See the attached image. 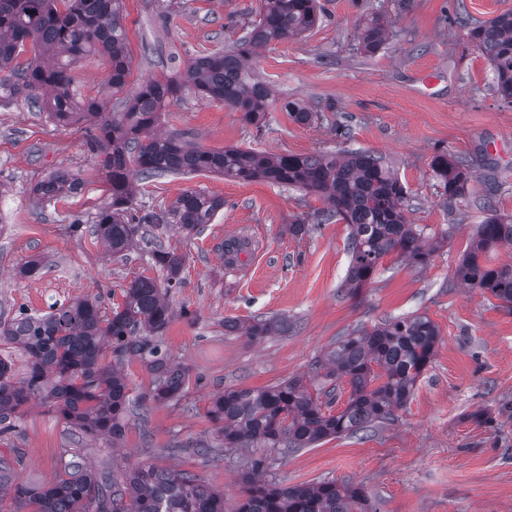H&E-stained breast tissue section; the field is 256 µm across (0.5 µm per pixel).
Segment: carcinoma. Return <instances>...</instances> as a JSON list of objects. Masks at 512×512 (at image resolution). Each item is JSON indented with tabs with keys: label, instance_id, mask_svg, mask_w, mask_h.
<instances>
[{
	"label": "carcinoma",
	"instance_id": "1",
	"mask_svg": "<svg viewBox=\"0 0 512 512\" xmlns=\"http://www.w3.org/2000/svg\"><path fill=\"white\" fill-rule=\"evenodd\" d=\"M123 0H0V96L24 99L58 124L90 122L85 145L100 157L110 201L97 213L94 233L115 256L135 241L150 246L152 264L164 282L137 277L122 288L123 303L102 311L97 298L53 307L42 317L19 314L0 323V339L26 355V371L18 378L12 363L0 358V434L11 432L31 398L40 397L56 417L79 437L117 444L125 432L129 385L121 366L141 360L152 374L144 401L165 403L182 393L188 372L171 361L164 335L175 313L166 295L179 284L184 257L163 248L142 232L158 218L132 213L134 190L130 165L151 178L162 174L216 173L239 182L267 181L305 189L324 198L321 221H344L350 227L351 260L348 293L355 296L374 282L385 257L425 265L435 246L405 216L406 190L382 161L367 153L343 156L279 154L249 149L221 151L194 146L178 136L154 133L165 103L191 90L240 113L242 122L260 127L276 102L269 86L254 75L257 49L274 41L301 36L315 27L318 0H261L258 20L232 48L195 58L178 78L148 79L126 92L130 61L122 24ZM467 36L488 60L501 98L512 103V11L472 27ZM386 40L383 24L374 21L362 34L367 51ZM31 44L34 56L23 64L19 55ZM109 58V87L118 108L104 99H82L72 88V64L88 54ZM294 120L306 124L312 112L295 101L284 102ZM431 167L448 200L461 197L468 181L466 159L448 154L433 157ZM80 179L55 172L37 182L33 194L52 200L81 190ZM224 207L220 197L186 190L172 203L170 214L186 235L212 221ZM244 239L224 243V260L236 262L247 249ZM512 247V216L492 214L478 225L457 277L466 287L512 303V263L484 262L499 247ZM224 327L253 341L280 329L265 319L247 325L234 320ZM440 341L437 325L425 315L389 320L372 330L352 329L339 337L325 360L311 368L323 382L346 380L350 396L336 413L323 409L321 397L334 389L311 391L300 378L261 389L226 388L214 395L208 416L218 425L226 448L259 443L290 451L311 448L328 437L355 434L396 419L419 378L431 366ZM255 461L244 476L242 498L226 507L224 492L190 472H165L139 466L117 479L104 467L93 470L73 460L46 486L20 483L12 466L0 459V490H13L14 502L30 512H367L359 487L334 481L270 485L258 478Z\"/></svg>",
	"mask_w": 512,
	"mask_h": 512
}]
</instances>
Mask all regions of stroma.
Wrapping results in <instances>:
<instances>
[{"instance_id":"35a3bbf8","label":"stroma","mask_w":512,"mask_h":512,"mask_svg":"<svg viewBox=\"0 0 512 512\" xmlns=\"http://www.w3.org/2000/svg\"><path fill=\"white\" fill-rule=\"evenodd\" d=\"M321 3L318 26L270 43L255 59L257 74L280 102L301 101L315 114L311 123L296 122L279 103L258 129L222 103L186 91L167 103L160 129L211 150L380 156L407 191L408 222L441 238L430 262L385 257L374 283L352 297L343 288L348 227L317 222L325 206L318 195L217 174L137 179L138 211L162 212L187 189L224 200L197 234L154 229L163 246L184 256L180 283L168 295L175 317L165 345L189 381L177 399L143 406L137 398L149 390L151 374L140 360L126 361L134 399L115 448L79 438L31 401L14 431L0 435V459L19 482L49 484L77 455L118 477L141 465L191 472L231 504L243 493L247 462L260 458L272 484L361 486L370 512H512V308L465 288L455 275L478 224L495 212L512 215V103L498 95L489 62L466 35L467 24L512 10V0ZM259 8L260 0H123L129 89L148 78L178 76L194 58L234 44ZM372 18L386 22L390 33L369 53L361 34ZM109 69L108 58L98 54L75 63L76 94L99 96ZM85 140L84 124L58 125L21 99L0 102L2 322L94 296L108 312L134 278L162 277L146 252L110 257L91 234L109 186ZM440 150L471 164L465 194L453 201L430 166ZM58 171L81 178V191L37 202L34 184ZM77 222L83 234L70 232ZM297 223L305 234L289 233ZM231 238L248 239L250 246L228 266L220 247ZM33 259L40 260V272L21 277L20 268ZM412 314L434 321L440 342L395 421L293 453L222 446L207 414L213 394L308 377L346 331ZM275 317L286 320L287 330L260 341L224 326ZM478 413L492 424H478ZM198 442L209 446L208 455L196 453Z\"/></svg>"}]
</instances>
